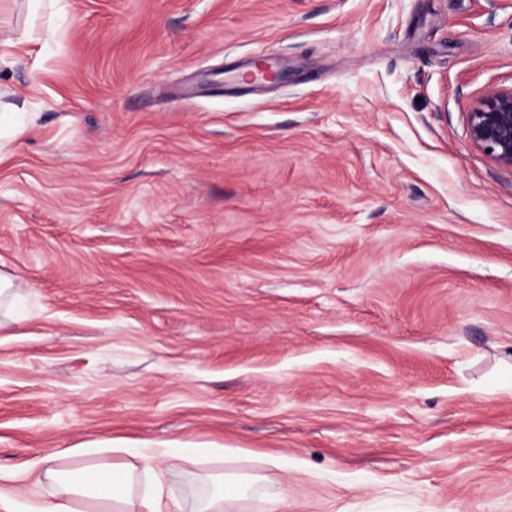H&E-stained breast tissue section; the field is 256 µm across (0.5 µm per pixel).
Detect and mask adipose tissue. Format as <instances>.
Returning <instances> with one entry per match:
<instances>
[{
  "instance_id": "1",
  "label": "adipose tissue",
  "mask_w": 512,
  "mask_h": 512,
  "mask_svg": "<svg viewBox=\"0 0 512 512\" xmlns=\"http://www.w3.org/2000/svg\"><path fill=\"white\" fill-rule=\"evenodd\" d=\"M124 466L95 462L79 471L41 459L46 482L44 501L26 505L24 512H178L163 504L157 476L156 451H139Z\"/></svg>"
}]
</instances>
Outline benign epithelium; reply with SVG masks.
<instances>
[{"mask_svg":"<svg viewBox=\"0 0 512 512\" xmlns=\"http://www.w3.org/2000/svg\"><path fill=\"white\" fill-rule=\"evenodd\" d=\"M467 126L474 146L512 169V87L488 90L467 112Z\"/></svg>","mask_w":512,"mask_h":512,"instance_id":"benign-epithelium-1","label":"benign epithelium"}]
</instances>
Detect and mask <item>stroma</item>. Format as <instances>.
Listing matches in <instances>:
<instances>
[{
  "label": "stroma",
  "mask_w": 512,
  "mask_h": 512,
  "mask_svg": "<svg viewBox=\"0 0 512 512\" xmlns=\"http://www.w3.org/2000/svg\"><path fill=\"white\" fill-rule=\"evenodd\" d=\"M0 61V512L34 461L228 512H512V0H56ZM267 55L285 73L243 75ZM118 452H111V445ZM471 142L512 169V87L488 90L467 114ZM13 285L12 279L0 275V329L6 325L21 321V318L13 310L16 295ZM2 309H4L3 312ZM245 492V488L239 483L214 485L213 492L201 499L195 512H223L224 502L229 499H237Z\"/></svg>",
  "instance_id": "35a3bbf8"
}]
</instances>
